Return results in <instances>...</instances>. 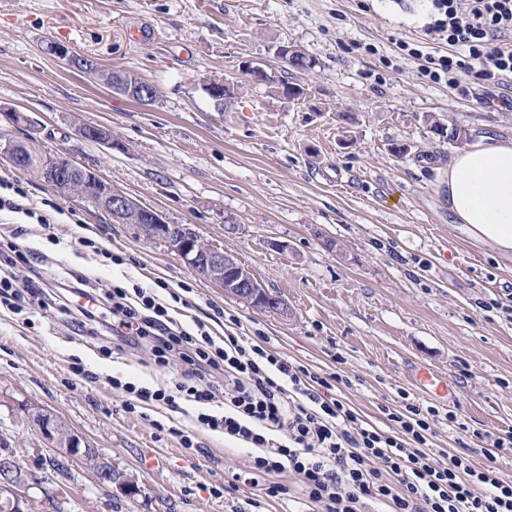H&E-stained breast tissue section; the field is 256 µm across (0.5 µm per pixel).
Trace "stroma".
<instances>
[{
  "label": "stroma",
  "mask_w": 512,
  "mask_h": 512,
  "mask_svg": "<svg viewBox=\"0 0 512 512\" xmlns=\"http://www.w3.org/2000/svg\"><path fill=\"white\" fill-rule=\"evenodd\" d=\"M427 0H0V132L33 138L43 153L94 169L113 188L209 244L234 254L287 301L289 315L252 308L196 275L175 253L113 222L78 196L64 197L0 157V179L23 187L42 225L0 212V249L23 248L18 280L53 286L73 274L104 287L119 279L184 292L175 318L265 336L267 348L349 379L344 394L380 428L400 393L452 412L434 451L485 464L487 438L512 430V255L471 240L448 211L445 182L456 145L425 118L470 139L512 136V110L497 89L464 80L431 85L413 64L395 71V42L420 38ZM140 30L143 40L130 33ZM59 42L103 69L131 72L157 89L152 105L51 55ZM376 44L377 54L363 46ZM298 46L316 65L297 70L275 51ZM308 89L300 101L252 82L247 63ZM221 80L233 98L217 109L204 89ZM28 114L15 126L11 112ZM100 125L112 146L81 138ZM406 145L396 155L393 144ZM121 256L116 265L112 256ZM112 339L74 330L52 311L0 303V428L41 485L29 512H301L299 497H259L246 477L249 448L198 426L195 409L132 405L114 380L167 386L184 364L158 370L148 346L108 353ZM81 364L88 380L72 371ZM450 385L428 395L411 372ZM36 403L65 419L140 486L127 497L100 486L88 467L46 470L45 447L25 421ZM194 449L183 448L181 434ZM154 455L157 465L141 461Z\"/></svg>",
  "instance_id": "1"
}]
</instances>
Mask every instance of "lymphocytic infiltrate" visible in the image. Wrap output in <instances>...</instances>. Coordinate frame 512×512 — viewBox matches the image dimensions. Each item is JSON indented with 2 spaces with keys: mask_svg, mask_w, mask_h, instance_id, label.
<instances>
[{
  "mask_svg": "<svg viewBox=\"0 0 512 512\" xmlns=\"http://www.w3.org/2000/svg\"><path fill=\"white\" fill-rule=\"evenodd\" d=\"M422 32L421 39L396 42L398 57L416 63L420 79L456 89L471 77L502 88L501 101L512 108L505 92L512 82V0H430ZM27 261L20 249L0 252V300L19 311L47 295L42 281L15 280L13 268ZM74 280L54 300L58 313L74 316L92 335L106 328L129 347L150 342L158 366L174 353L185 364L173 391L131 383L126 391L145 404L197 406L203 427L257 448L252 467L266 479L265 497L287 494L275 477L288 472L309 512H512V479L492 464L512 449V431L490 440L486 465L438 456L431 439L452 413L405 398L383 407L392 427L381 430L333 397L345 383L341 375L290 362L250 336L216 343L178 324L157 292L115 282L100 294L85 276Z\"/></svg>",
  "mask_w": 512,
  "mask_h": 512,
  "instance_id": "1",
  "label": "lymphocytic infiltrate"
}]
</instances>
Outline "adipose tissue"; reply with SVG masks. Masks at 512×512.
Instances as JSON below:
<instances>
[{
    "label": "adipose tissue",
    "instance_id": "adipose-tissue-1",
    "mask_svg": "<svg viewBox=\"0 0 512 512\" xmlns=\"http://www.w3.org/2000/svg\"><path fill=\"white\" fill-rule=\"evenodd\" d=\"M448 210L473 240L512 253V138L486 134L448 159Z\"/></svg>",
    "mask_w": 512,
    "mask_h": 512
}]
</instances>
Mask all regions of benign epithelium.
Listing matches in <instances>:
<instances>
[{"mask_svg": "<svg viewBox=\"0 0 512 512\" xmlns=\"http://www.w3.org/2000/svg\"><path fill=\"white\" fill-rule=\"evenodd\" d=\"M48 50L76 68L83 64L62 43L53 42L48 45ZM112 89L138 99L143 105L152 104L157 98L156 88L149 83L128 89L118 81ZM77 131L85 140L112 145L110 134L103 127L81 125ZM33 160L42 170L45 182L64 195L76 186L74 178H81V186L96 208L116 222L135 225L144 238L164 243L196 273L224 288V293L245 300L261 311L282 316L288 314L287 304L281 296L265 288L234 255L204 242L191 225L166 221L157 211L142 207L132 196L112 188L90 168L72 162L67 164L58 157L35 156ZM26 412L30 426L52 451V456L46 459L49 465H55L60 457L83 463L92 469L99 485L112 486L127 496L138 494L139 486L133 476L113 466L63 418L37 405L29 406ZM9 447L8 441L0 437V512H24L22 504L34 481Z\"/></svg>", "mask_w": 512, "mask_h": 512, "instance_id": "benign-epithelium-1", "label": "benign epithelium"}]
</instances>
